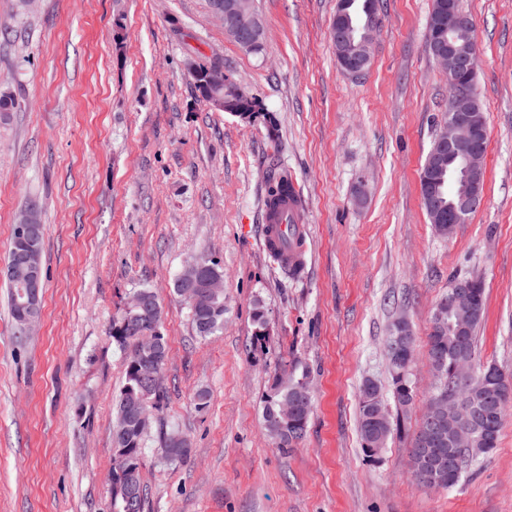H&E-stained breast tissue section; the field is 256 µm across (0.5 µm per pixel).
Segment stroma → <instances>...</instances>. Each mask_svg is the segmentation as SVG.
Segmentation results:
<instances>
[{
	"label": "stroma",
	"instance_id": "stroma-1",
	"mask_svg": "<svg viewBox=\"0 0 512 512\" xmlns=\"http://www.w3.org/2000/svg\"><path fill=\"white\" fill-rule=\"evenodd\" d=\"M337 0H257L266 47L241 49L209 0H0V512H108L114 401L125 354L112 321L155 289L168 342L163 419L191 442L143 455L147 512H512V415L458 485L411 479L410 433L435 376L426 343L452 281L485 284L476 367L512 374V0H460L482 54L484 204L452 237L428 222L419 172L447 106L425 50L432 0H379L369 69L336 64ZM220 58L263 110H211L189 58ZM303 193L302 272L260 245L272 162ZM36 205L44 288L19 335L4 274L12 228ZM224 270V327L197 337L175 280L193 258ZM268 322L253 345L255 301ZM407 316L418 396L406 434L367 460L364 379L388 385L385 340ZM309 367L297 447L275 448L262 400L280 362ZM210 393L197 410V390ZM158 437L161 442H164L166 448H170V453L167 455L166 448H159L161 457L168 456L167 460L170 465L184 463L190 456L191 448L188 440L182 436L177 430L171 428L165 430L162 423H160ZM174 437H180L178 441H174Z\"/></svg>",
	"mask_w": 512,
	"mask_h": 512
}]
</instances>
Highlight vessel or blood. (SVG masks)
<instances>
[{"label": "vessel or blood", "mask_w": 512, "mask_h": 512, "mask_svg": "<svg viewBox=\"0 0 512 512\" xmlns=\"http://www.w3.org/2000/svg\"><path fill=\"white\" fill-rule=\"evenodd\" d=\"M302 209L300 187H293L285 201L265 209L263 244L265 250L281 264L305 261L304 227L298 217Z\"/></svg>", "instance_id": "obj_1"}]
</instances>
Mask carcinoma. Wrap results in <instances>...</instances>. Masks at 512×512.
Listing matches in <instances>:
<instances>
[{
    "instance_id": "cac0c4a2",
    "label": "carcinoma",
    "mask_w": 512,
    "mask_h": 512,
    "mask_svg": "<svg viewBox=\"0 0 512 512\" xmlns=\"http://www.w3.org/2000/svg\"><path fill=\"white\" fill-rule=\"evenodd\" d=\"M377 0H352L348 8L349 18L354 28H359L366 21L379 25L381 18L377 11ZM290 177L283 170L272 177L268 189V199L276 200L288 189ZM461 283L472 285L474 296L471 321L467 330L456 336L448 327L433 325L428 335L427 352L439 384L430 399L429 413L440 408V400L448 392L459 394L464 406V416L456 422V427L470 432V441L465 448H453L448 437V425H443L435 437H427L423 427L414 433L411 448V477L417 486L425 489H448L453 487L460 476L479 456L490 454L496 447L502 418L512 411V377L499 368L492 366L484 373L490 377L479 382H463L454 372L456 359L476 354V332L482 320L485 306V288L482 279L464 277ZM138 293L150 299L149 315L146 317L128 316L123 313L112 322V338L127 350L124 384L116 399V415L113 433L125 434L124 447L134 458V469L127 475H112L111 497L112 512H146L147 493L142 481L141 466L146 441L148 440L154 419L163 412L167 392L161 385H156L144 377L139 365L145 354L138 343L139 336L150 329L153 324L161 323V305L157 293L151 288H141ZM196 334L206 339L224 326V292L210 298L208 304L195 311H190ZM252 319L255 325V338L259 346H264L267 336V319L264 305L255 301ZM403 365L390 363L389 390H384L378 383L367 385L362 382L358 392L357 431L360 448L369 459L379 456L386 448L393 433L405 431V420L411 412L416 397V389L409 374L402 373ZM310 377L308 369L283 365L274 371L268 391L263 398L262 418L268 435L276 446L284 450L294 447L304 437L312 412L313 402L300 401V391ZM391 395L397 414L387 417L385 427L378 433H372L369 427V415L373 405L388 411L386 395ZM298 404L294 420L280 424L277 421L281 405ZM140 407L145 411L143 418H130L129 411ZM158 437L170 449L168 461L171 465L185 462L191 453L186 438L171 428H159Z\"/></svg>"
}]
</instances>
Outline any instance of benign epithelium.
<instances>
[{"label": "benign epithelium", "instance_id": "7a95c632", "mask_svg": "<svg viewBox=\"0 0 512 512\" xmlns=\"http://www.w3.org/2000/svg\"><path fill=\"white\" fill-rule=\"evenodd\" d=\"M249 0H213V15L224 25V31L246 48L263 47L266 29L261 20L249 11ZM376 26L364 24L361 40L354 39L349 29L334 25L331 37L336 46V60L340 69L348 74L363 73L371 61L373 37ZM429 54L435 63L448 75L447 117L434 140L436 156L448 155L464 162L463 173L466 185L456 201L448 206V214L441 216L448 225V233L465 222L471 212L484 202L480 178L484 174L485 152L480 147L482 139L488 137L483 112L476 106L478 88L466 86L459 80L462 72H475L478 67L479 46L471 20L467 17L455 20L448 27V37H438L431 42ZM189 71L198 84L208 89L212 85L223 87V95L213 97L216 107L233 112L244 119L251 115L238 110L240 100L248 94L225 75L198 63L189 65ZM41 223L39 211L31 205L17 220V236L14 252L17 263L8 269V275L22 280L26 288L22 303L25 329H30L37 317L40 293L43 288L40 265V247L34 233V225ZM453 305L457 308L472 306L470 290L465 284L452 286Z\"/></svg>", "mask_w": 512, "mask_h": 512}]
</instances>
